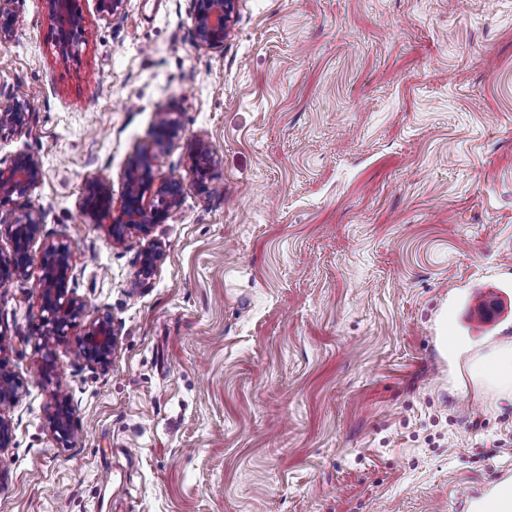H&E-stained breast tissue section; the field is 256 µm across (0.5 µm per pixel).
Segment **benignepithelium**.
Instances as JSON below:
<instances>
[{
  "label": "benign epithelium",
  "instance_id": "7a95c632",
  "mask_svg": "<svg viewBox=\"0 0 512 512\" xmlns=\"http://www.w3.org/2000/svg\"><path fill=\"white\" fill-rule=\"evenodd\" d=\"M19 0H0V45L12 43L18 33ZM126 0H97V10L113 18L122 14ZM195 44L200 49L217 50L224 46L235 12L236 0H193ZM45 12L55 30L57 53L62 58L76 54L85 38L84 19L74 9V0H44ZM32 117L30 102L20 91L0 93V138L25 132ZM161 149L180 136V126L169 112L161 113ZM216 164L210 145L200 140L193 153L191 173L203 189H212L210 173ZM42 168L30 154L15 155L6 166H0V209L13 202V197L28 195L41 181ZM126 193L118 216H112V178L103 174L85 187L82 211L93 223L112 217L108 233L112 241L120 243L133 230L148 231L161 224L170 210L180 201L182 182L170 179L154 184L152 164L146 155L134 158L126 172ZM42 221L36 211L14 213L0 218V235L7 237L8 251L0 249V288L29 276L32 263L31 245L41 232ZM160 244L148 241L142 248L134 285L146 287L153 280ZM41 275L38 280L39 310L35 335L44 351L41 373L54 368L53 351L69 331L88 316V305L69 287L72 278V250L69 243L58 240L44 245L40 259ZM117 346V335L108 314L94 316L85 326L83 338L74 350L75 359L95 370L106 371L112 365ZM20 382L0 361V454L9 448L13 433L10 410L19 397ZM74 407L67 388L56 384L47 406L48 426L54 438L64 446L74 439Z\"/></svg>",
  "mask_w": 512,
  "mask_h": 512
}]
</instances>
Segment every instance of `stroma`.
<instances>
[{
    "mask_svg": "<svg viewBox=\"0 0 512 512\" xmlns=\"http://www.w3.org/2000/svg\"><path fill=\"white\" fill-rule=\"evenodd\" d=\"M85 38L61 58L43 0H19L0 91L33 106L0 162L37 158L15 209L42 215L26 279L0 290V360L22 384L0 456V512H468L512 473V399L460 365L512 342L442 311L512 271V0H238L221 49L193 39V0H76ZM182 136L155 148L161 113ZM217 154L216 193L191 174ZM179 206L112 242L85 186L138 153ZM161 256L132 282L147 239ZM70 242V288L110 314L108 371L75 364L76 326L41 375L36 282ZM66 384L78 441L56 442ZM215 164V153L210 145L203 140L198 141L193 153L191 173L204 190L215 188V186L211 185L212 178L210 176ZM74 407L67 388L56 384L51 391L50 403L47 406L48 426L54 438L63 446L68 447L74 439L73 425Z\"/></svg>",
    "mask_w": 512,
    "mask_h": 512,
    "instance_id": "1",
    "label": "stroma"
}]
</instances>
